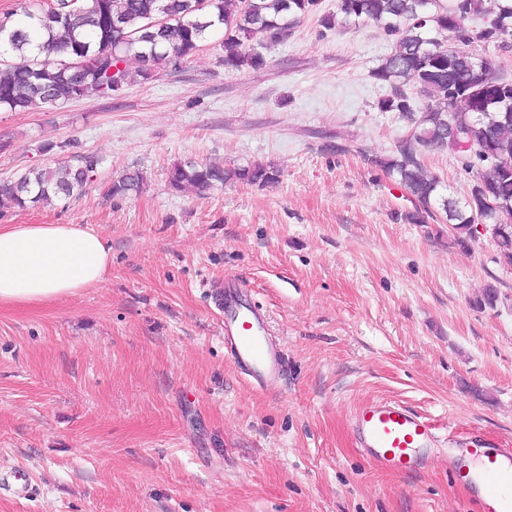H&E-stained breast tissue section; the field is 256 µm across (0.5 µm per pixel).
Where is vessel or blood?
I'll return each mask as SVG.
<instances>
[{
	"label": "vessel or blood",
	"instance_id": "b4317fda",
	"mask_svg": "<svg viewBox=\"0 0 512 512\" xmlns=\"http://www.w3.org/2000/svg\"><path fill=\"white\" fill-rule=\"evenodd\" d=\"M210 298L224 322V348L230 361L259 387L279 380L284 364L269 337L266 317L240 281L229 279ZM353 431L359 448L379 468L410 475L433 458L437 437L429 422L412 409L388 399L364 403L355 413ZM454 483L480 498L483 512H512V447L488 451L466 446L448 459Z\"/></svg>",
	"mask_w": 512,
	"mask_h": 512
}]
</instances>
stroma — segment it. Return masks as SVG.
I'll use <instances>...</instances> for the list:
<instances>
[{
  "label": "stroma",
  "mask_w": 512,
  "mask_h": 512,
  "mask_svg": "<svg viewBox=\"0 0 512 512\" xmlns=\"http://www.w3.org/2000/svg\"><path fill=\"white\" fill-rule=\"evenodd\" d=\"M337 11L319 0L258 69L224 68L216 31L121 96L0 112L1 180L100 160L80 196L0 224H82L112 249L102 286L0 310V479L38 489L1 491L0 512H480L448 450L512 445V266L490 234L451 245L444 211L407 221L410 195L371 163L413 131L380 107L394 88L374 72L395 39ZM188 161L279 179L172 192L168 169ZM421 161L465 199L458 155ZM134 171L142 189L109 197ZM227 278L262 307L285 379L257 389L229 362L209 298ZM491 285L495 306L478 307ZM373 399L430 422L431 466L366 460L352 417Z\"/></svg>",
  "instance_id": "stroma-1"
}]
</instances>
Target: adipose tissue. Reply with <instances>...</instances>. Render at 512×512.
I'll return each mask as SVG.
<instances>
[{"instance_id": "ef3b65f1", "label": "adipose tissue", "mask_w": 512, "mask_h": 512, "mask_svg": "<svg viewBox=\"0 0 512 512\" xmlns=\"http://www.w3.org/2000/svg\"><path fill=\"white\" fill-rule=\"evenodd\" d=\"M112 251L77 224L0 225V308L40 306L103 284Z\"/></svg>"}]
</instances>
